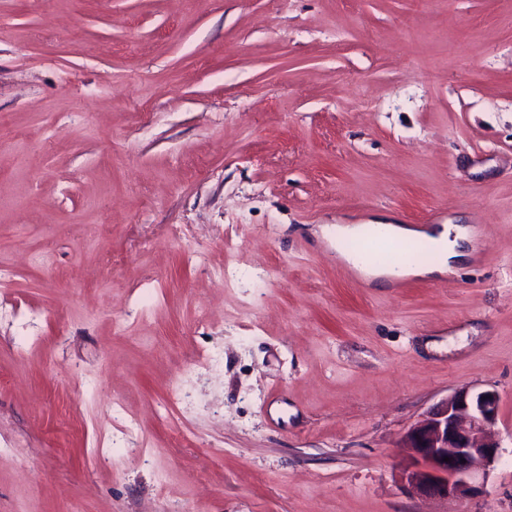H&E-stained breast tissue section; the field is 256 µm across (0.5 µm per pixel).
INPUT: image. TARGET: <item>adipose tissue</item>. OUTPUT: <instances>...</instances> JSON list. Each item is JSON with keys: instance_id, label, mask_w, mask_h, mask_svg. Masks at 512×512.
Returning <instances> with one entry per match:
<instances>
[{"instance_id": "adipose-tissue-1", "label": "adipose tissue", "mask_w": 512, "mask_h": 512, "mask_svg": "<svg viewBox=\"0 0 512 512\" xmlns=\"http://www.w3.org/2000/svg\"><path fill=\"white\" fill-rule=\"evenodd\" d=\"M471 230L459 224H445L438 228L430 229L424 240L433 251L435 261L430 265L409 263L397 268L363 263L359 252L343 253L342 258L353 267L361 269L371 278L391 279L394 277L411 276H444L454 273L458 258L461 256V248L470 239Z\"/></svg>"}]
</instances>
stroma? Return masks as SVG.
<instances>
[{
    "label": "stroma",
    "mask_w": 512,
    "mask_h": 512,
    "mask_svg": "<svg viewBox=\"0 0 512 512\" xmlns=\"http://www.w3.org/2000/svg\"><path fill=\"white\" fill-rule=\"evenodd\" d=\"M462 387L485 491L410 495ZM0 512H512V0H0ZM382 230L390 237L404 238L412 235L422 237L433 251L435 261L431 265L409 263L398 268L366 264L362 261L358 251L345 252L339 248V242L345 238H365L374 231ZM323 238L336 239V253L340 258L365 272L373 279L383 278L389 281L393 277L411 276H444L455 272L457 258L464 256L462 245L469 242L471 229L462 224H442L441 227L429 229L427 232H415L395 223L370 224H336L327 225L321 229ZM361 251L367 259L377 262L400 264L409 258L405 243L396 240L370 238L362 243ZM498 407L496 391L462 388L418 421L405 437L404 448H410L414 457L413 466L401 477L407 490L418 497L455 502L481 494L484 482L478 481L474 465L482 461L489 467L499 458L501 446L491 434Z\"/></svg>",
    "instance_id": "obj_1"
}]
</instances>
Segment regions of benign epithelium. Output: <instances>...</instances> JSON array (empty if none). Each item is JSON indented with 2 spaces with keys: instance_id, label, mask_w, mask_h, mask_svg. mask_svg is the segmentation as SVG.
I'll list each match as a JSON object with an SVG mask.
<instances>
[{
  "instance_id": "1",
  "label": "benign epithelium",
  "mask_w": 512,
  "mask_h": 512,
  "mask_svg": "<svg viewBox=\"0 0 512 512\" xmlns=\"http://www.w3.org/2000/svg\"><path fill=\"white\" fill-rule=\"evenodd\" d=\"M498 407L496 391L462 388L418 421L405 437L404 447L414 457L401 477L407 490L455 502L481 494L484 483L478 481L474 465L481 461L489 467L499 458L500 444L491 434Z\"/></svg>"
}]
</instances>
